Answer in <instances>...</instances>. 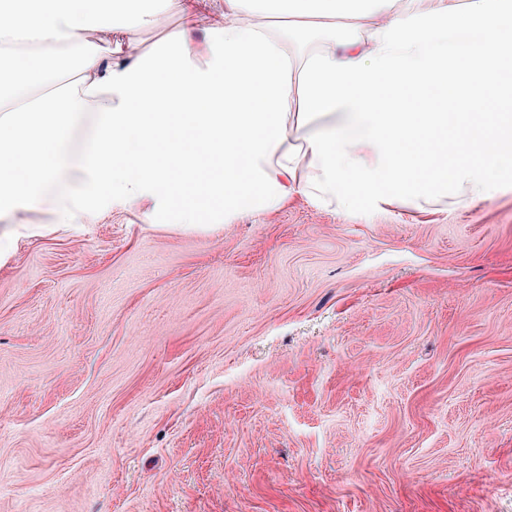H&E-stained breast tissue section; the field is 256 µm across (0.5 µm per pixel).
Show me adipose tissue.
Listing matches in <instances>:
<instances>
[{
    "mask_svg": "<svg viewBox=\"0 0 512 512\" xmlns=\"http://www.w3.org/2000/svg\"><path fill=\"white\" fill-rule=\"evenodd\" d=\"M170 0H0V44L26 39L76 51L57 110L55 73L37 61L0 75V264L21 239L95 218L102 199L213 232L292 195L350 208L359 194L416 209L487 196L512 173V0H435L386 24L361 25L391 0H265L293 16L357 19L345 52L303 59L244 23L252 0H180L185 24L158 55L115 35L147 26ZM209 39L195 45L191 30ZM114 42L100 54L89 32ZM433 89L414 112L396 92ZM91 115L80 154L72 127ZM62 192L47 199L48 186ZM46 208V225L25 212Z\"/></svg>",
    "mask_w": 512,
    "mask_h": 512,
    "instance_id": "adipose-tissue-1",
    "label": "adipose tissue"
}]
</instances>
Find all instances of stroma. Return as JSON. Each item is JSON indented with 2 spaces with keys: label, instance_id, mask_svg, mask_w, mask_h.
I'll return each mask as SVG.
<instances>
[{
  "label": "stroma",
  "instance_id": "obj_1",
  "mask_svg": "<svg viewBox=\"0 0 512 512\" xmlns=\"http://www.w3.org/2000/svg\"><path fill=\"white\" fill-rule=\"evenodd\" d=\"M0 512H512V182L425 211L295 195L216 233L106 204L22 240Z\"/></svg>",
  "mask_w": 512,
  "mask_h": 512
}]
</instances>
